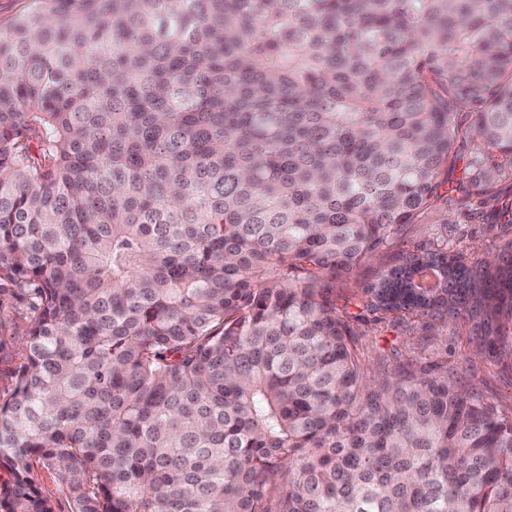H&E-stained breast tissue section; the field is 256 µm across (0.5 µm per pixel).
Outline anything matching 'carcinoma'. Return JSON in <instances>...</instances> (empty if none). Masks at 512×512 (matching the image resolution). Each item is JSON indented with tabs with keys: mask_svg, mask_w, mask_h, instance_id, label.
Segmentation results:
<instances>
[{
	"mask_svg": "<svg viewBox=\"0 0 512 512\" xmlns=\"http://www.w3.org/2000/svg\"><path fill=\"white\" fill-rule=\"evenodd\" d=\"M509 178L512 0H32L0 27V281L36 312L0 512H55L36 464L72 512H512V419L370 376L335 287ZM360 301L492 342L512 241ZM34 478L43 496L53 503L55 512H71V503L62 493L60 484L52 471L35 467Z\"/></svg>",
	"mask_w": 512,
	"mask_h": 512,
	"instance_id": "1",
	"label": "carcinoma"
}]
</instances>
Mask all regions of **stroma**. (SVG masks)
<instances>
[{
	"instance_id": "1",
	"label": "stroma",
	"mask_w": 512,
	"mask_h": 512,
	"mask_svg": "<svg viewBox=\"0 0 512 512\" xmlns=\"http://www.w3.org/2000/svg\"><path fill=\"white\" fill-rule=\"evenodd\" d=\"M443 233L467 261L473 262L495 253L503 241L512 239V226L500 222L494 208L452 194L448 204L430 209L418 223L406 225L395 246L376 251L337 283V292L356 293L379 272L394 266L401 253L429 244ZM351 312L356 316L352 327L370 373L391 368L390 357L396 351L424 364L444 363L449 379L458 387L479 395L499 415H512V335L496 346L481 349L471 323L452 321L444 315L399 325L374 322L360 305ZM34 317L28 294L11 283L0 284V401L7 400L13 390Z\"/></svg>"
}]
</instances>
